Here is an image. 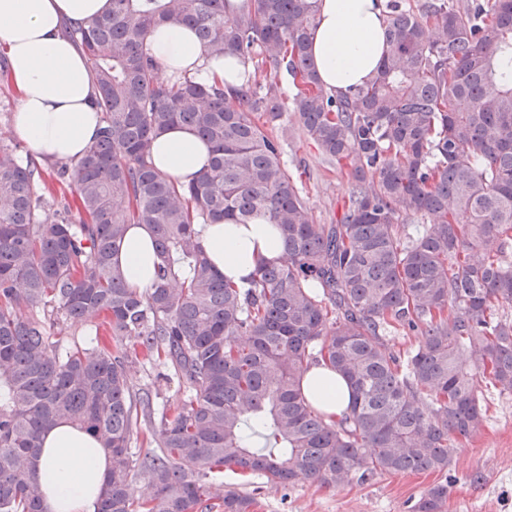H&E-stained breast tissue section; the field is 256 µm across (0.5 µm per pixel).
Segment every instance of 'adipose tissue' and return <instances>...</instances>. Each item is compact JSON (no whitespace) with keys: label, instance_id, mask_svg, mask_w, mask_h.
I'll return each instance as SVG.
<instances>
[{"label":"adipose tissue","instance_id":"1","mask_svg":"<svg viewBox=\"0 0 512 512\" xmlns=\"http://www.w3.org/2000/svg\"><path fill=\"white\" fill-rule=\"evenodd\" d=\"M110 7L111 0H0V44L8 48L9 78L19 93L11 130L42 160L79 162L96 138L102 120L93 105L95 87L65 27L99 17ZM384 27L379 0H319L310 62L322 84L346 94L372 80L385 50ZM148 47L160 78H217L228 89L242 83V64L210 57L186 26L158 27ZM209 154L207 143L180 126L161 131L152 144L156 169L184 185L199 176ZM199 230L212 264L239 286L247 284L260 262L286 258L278 229L261 217L249 224H203ZM156 262L149 225H130L113 258L127 287L140 293L152 288ZM301 387L327 419L346 413L351 389L335 371L310 368ZM42 448L35 477L46 512H95L110 468L97 440L63 423L44 434Z\"/></svg>","mask_w":512,"mask_h":512}]
</instances>
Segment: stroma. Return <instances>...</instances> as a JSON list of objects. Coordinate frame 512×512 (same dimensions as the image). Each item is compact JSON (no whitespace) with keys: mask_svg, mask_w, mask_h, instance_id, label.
I'll use <instances>...</instances> for the list:
<instances>
[{"mask_svg":"<svg viewBox=\"0 0 512 512\" xmlns=\"http://www.w3.org/2000/svg\"><path fill=\"white\" fill-rule=\"evenodd\" d=\"M279 137L288 169L298 173V186L315 223L338 219L349 205L352 180L339 173L307 138L292 111L270 127ZM134 390L149 393L155 412L173 411L187 391L162 364L134 358L129 369ZM483 430L459 447L447 471L379 474L366 483L332 489L301 480L276 486L241 472L224 471L219 479L253 497L255 512H411L432 484L447 482V512H512V393L489 389Z\"/></svg>","mask_w":512,"mask_h":512,"instance_id":"obj_1","label":"stroma"}]
</instances>
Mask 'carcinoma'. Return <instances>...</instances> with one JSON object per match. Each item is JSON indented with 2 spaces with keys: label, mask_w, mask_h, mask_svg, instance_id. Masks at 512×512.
Masks as SVG:
<instances>
[{
  "label": "carcinoma",
  "mask_w": 512,
  "mask_h": 512,
  "mask_svg": "<svg viewBox=\"0 0 512 512\" xmlns=\"http://www.w3.org/2000/svg\"><path fill=\"white\" fill-rule=\"evenodd\" d=\"M66 33L84 53L102 128L84 159L56 175L75 207L54 219L42 170L0 144V512H45L34 463L63 421L111 460L97 512H251L213 481L224 467L275 484L337 488L377 474L448 469L484 427L485 389L512 393V0H385L386 51L349 96L309 63L317 0H111ZM189 25L209 55L252 66L218 79L156 77L152 29ZM293 109L323 154L351 168L350 204L314 223L280 139L259 124ZM194 129L211 148L198 179L177 184L150 160L154 136ZM430 224L400 234L401 214ZM279 230L288 262L259 265L245 287L209 260L198 224ZM130 224L154 233V287L130 290L112 258ZM101 318L65 344L52 329ZM421 337L400 356L388 329ZM173 369L190 394L163 414L155 448H128L149 397L130 387L127 342ZM312 366L348 382L328 421L302 393ZM264 440L254 446L253 437ZM140 477L152 495L137 498ZM448 483L413 512H446Z\"/></svg>",
  "instance_id": "carcinoma-1"
}]
</instances>
